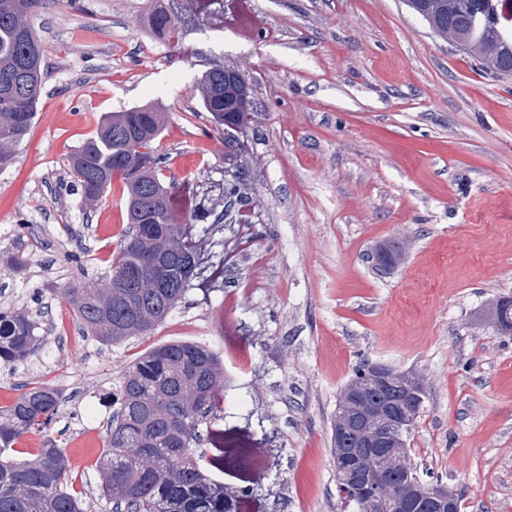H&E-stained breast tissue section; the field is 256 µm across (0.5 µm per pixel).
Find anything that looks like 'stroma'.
Returning a JSON list of instances; mask_svg holds the SVG:
<instances>
[{"instance_id": "obj_1", "label": "stroma", "mask_w": 512, "mask_h": 512, "mask_svg": "<svg viewBox=\"0 0 512 512\" xmlns=\"http://www.w3.org/2000/svg\"><path fill=\"white\" fill-rule=\"evenodd\" d=\"M153 0H46L32 17L47 76L35 122L0 171V308L41 293L47 351L0 367V406L19 384L61 388L51 426L93 512H110L96 461L125 365L174 341L224 363V483L240 512H353L336 485L332 428L359 363L417 377L410 435L419 475L456 490L461 512H512V332L491 319L512 298V77L487 72L405 0H224L178 48L145 25ZM252 87L245 217L224 218V136L201 108L206 62ZM152 102L167 114L163 174L203 205L201 275L152 333L110 345L83 334L58 289L107 269L127 229L124 184L87 204L65 157L84 113ZM403 262L376 273L384 240Z\"/></svg>"}]
</instances>
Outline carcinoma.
<instances>
[{"label":"carcinoma","mask_w":512,"mask_h":512,"mask_svg":"<svg viewBox=\"0 0 512 512\" xmlns=\"http://www.w3.org/2000/svg\"><path fill=\"white\" fill-rule=\"evenodd\" d=\"M219 0H179L176 9L155 7L146 26L159 39L179 38L187 20L198 18ZM43 0H0V170L29 134L42 95V46L28 17ZM408 6L434 32L446 35L491 73L512 76V0H408ZM202 106L222 132L232 125L248 130L251 97L224 88V64L209 63L197 76ZM165 123L152 103L110 112L95 132L67 157L73 190L91 203L121 178L128 231L118 243L110 268L61 294L82 329L104 343L117 344L160 326L198 278L201 257L191 222L175 224L176 182L161 178L157 145ZM167 195L170 207L154 205ZM224 199L241 207L247 196L239 183H224ZM498 325L512 329V299L494 307ZM47 329L28 311L0 310V365L13 370L43 351ZM224 391V363L197 342L157 345L127 365L96 467L103 497L113 512H238L242 488L224 487L211 473L224 471V456L205 458L196 448L200 428L217 415ZM65 400L63 390L21 385L12 404L0 407V512H82L81 493L69 475L63 448L55 438L38 453L15 448L35 426L48 425ZM367 428L382 426L362 402L343 400ZM399 434V460L382 462L399 482L424 489L407 466L408 438Z\"/></svg>","instance_id":"1"}]
</instances>
